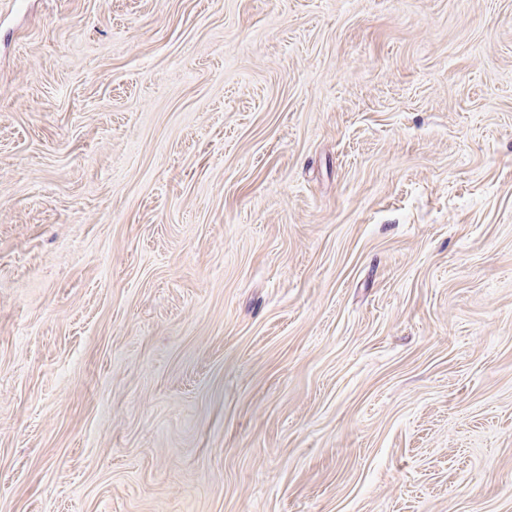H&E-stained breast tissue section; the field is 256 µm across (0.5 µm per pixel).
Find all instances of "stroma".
<instances>
[{
	"instance_id": "35a3bbf8",
	"label": "stroma",
	"mask_w": 512,
	"mask_h": 512,
	"mask_svg": "<svg viewBox=\"0 0 512 512\" xmlns=\"http://www.w3.org/2000/svg\"><path fill=\"white\" fill-rule=\"evenodd\" d=\"M0 512H512V0H0Z\"/></svg>"
}]
</instances>
